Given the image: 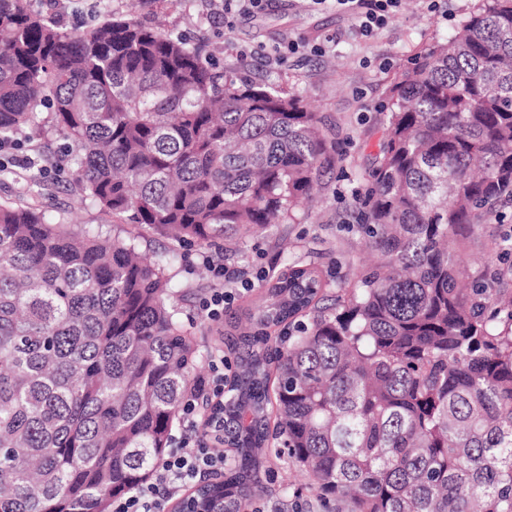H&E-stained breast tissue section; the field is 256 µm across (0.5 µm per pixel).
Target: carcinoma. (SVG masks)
I'll list each match as a JSON object with an SVG mask.
<instances>
[{"mask_svg":"<svg viewBox=\"0 0 512 512\" xmlns=\"http://www.w3.org/2000/svg\"><path fill=\"white\" fill-rule=\"evenodd\" d=\"M355 196L378 261L327 302L312 261L259 283L227 332L224 474L187 512H249L260 453L351 512H512V289L472 272L471 229L512 206V0H487L387 88ZM81 200L177 244L289 223L331 163L321 119L237 82L204 47L125 17L63 31L0 0V142L27 193ZM176 253L0 204V512H110L173 448L198 357L168 303Z\"/></svg>","mask_w":512,"mask_h":512,"instance_id":"carcinoma-1","label":"carcinoma"}]
</instances>
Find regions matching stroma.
<instances>
[{
	"label": "stroma",
	"instance_id": "stroma-1",
	"mask_svg": "<svg viewBox=\"0 0 512 512\" xmlns=\"http://www.w3.org/2000/svg\"><path fill=\"white\" fill-rule=\"evenodd\" d=\"M482 0H437L427 10L424 0H403L400 11L371 36L356 34L348 16L333 7L311 10L298 0H274L267 11L237 18L233 29L207 13L201 0H182L166 8L145 0L136 16L142 22L162 23L205 45L210 58L240 81L259 82L302 97L321 116L328 140L336 147L334 164L323 171L312 201L296 214L294 223L278 224L254 235L215 245L179 247L172 270L184 290L174 296L184 329L198 348L197 375L209 371L211 352L223 345L224 325L198 313L200 295L212 284L203 256L223 257L225 265L249 271L280 270L288 257L321 255L324 289L335 295L341 280L364 266L370 253L354 225L355 190L366 185V168L382 135L385 93L403 66L445 42ZM34 10L71 31L92 27L111 15L127 13V0H31ZM301 39L306 52L279 62L255 55L261 45ZM37 208L50 211L65 224H100L110 233L136 237L142 251L170 249V242L153 230L136 228L82 204L67 183L51 184L38 198ZM512 224V206L503 217H489L477 226L467 254L473 272L494 271L495 244L504 224ZM270 476L258 502L263 512H335L336 503L321 501L311 480L290 467L287 458L269 457Z\"/></svg>",
	"mask_w": 512,
	"mask_h": 512
}]
</instances>
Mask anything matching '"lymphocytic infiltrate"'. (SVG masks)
<instances>
[{
	"label": "lymphocytic infiltrate",
	"mask_w": 512,
	"mask_h": 512,
	"mask_svg": "<svg viewBox=\"0 0 512 512\" xmlns=\"http://www.w3.org/2000/svg\"><path fill=\"white\" fill-rule=\"evenodd\" d=\"M337 9L351 17L363 36L372 35L401 5V0H333ZM216 288L202 298L201 308L211 320H220L238 293L237 272L221 263H209ZM233 365L217 354L208 375L199 377L195 393L182 404L181 416L188 430L179 448L157 468L154 480L131 495L114 500L112 512H164L167 502L185 491L196 479L224 471V433L221 419L213 413L224 401V377Z\"/></svg>",
	"instance_id": "1"
}]
</instances>
